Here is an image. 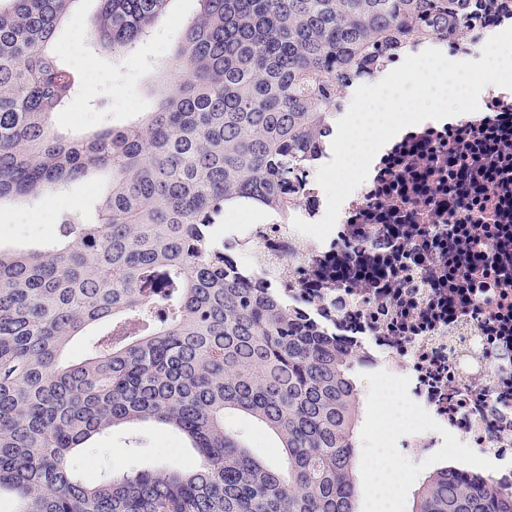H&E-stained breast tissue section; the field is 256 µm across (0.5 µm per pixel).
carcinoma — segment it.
<instances>
[{"label":"carcinoma","mask_w":512,"mask_h":512,"mask_svg":"<svg viewBox=\"0 0 512 512\" xmlns=\"http://www.w3.org/2000/svg\"><path fill=\"white\" fill-rule=\"evenodd\" d=\"M77 0H0V204L99 175L89 224L0 248V497L10 512H357L355 355L276 288H256L218 227L234 204L285 209L348 89L480 0H198L154 112L79 139L55 112L78 79L49 47ZM90 40L123 64L171 0H99ZM93 349L63 355L86 328ZM274 434L256 457L229 423ZM177 436L196 463L86 483L77 450L125 424ZM467 470L424 477L410 512H512Z\"/></svg>","instance_id":"1"}]
</instances>
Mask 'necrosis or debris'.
Wrapping results in <instances>:
<instances>
[{
    "instance_id": "necrosis-or-debris-1",
    "label": "necrosis or debris",
    "mask_w": 512,
    "mask_h": 512,
    "mask_svg": "<svg viewBox=\"0 0 512 512\" xmlns=\"http://www.w3.org/2000/svg\"><path fill=\"white\" fill-rule=\"evenodd\" d=\"M512 27V0H482L462 32L433 40L477 60ZM327 199L315 173L264 224H234L235 255L259 256L254 286L356 350L376 394L407 393L421 413L408 447L430 458L445 433L494 461L483 481L512 493V90L482 92L473 117L425 123L384 149L325 241L296 231Z\"/></svg>"
}]
</instances>
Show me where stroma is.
<instances>
[{"label": "stroma", "mask_w": 512, "mask_h": 512, "mask_svg": "<svg viewBox=\"0 0 512 512\" xmlns=\"http://www.w3.org/2000/svg\"><path fill=\"white\" fill-rule=\"evenodd\" d=\"M98 7L97 0H75L70 18L62 23L52 43V53L63 65L77 73L94 70L95 93L93 97H80L74 104L65 106L53 118L55 128L63 135L81 137L100 124L122 126L142 112L155 111L158 96L155 88L161 78L162 67L169 63L174 49L172 37L198 12L197 0H172L166 14L157 23L158 32L140 45L137 53L123 67L112 65V58L105 50L91 51L88 43L74 37V23L88 20ZM105 101V109L90 106V99ZM18 210L10 205L0 206V246L6 248L29 247L56 236L53 224H36L29 218H18ZM144 444L138 452H131L121 433L99 436L89 454H77L71 467L87 481H95L106 472L122 473L133 469L140 462L155 465H182L187 461L178 439L167 432L143 427ZM409 440L407 430L396 431L389 442L395 456L402 463L408 481L401 496L400 512H409L413 494L431 467L423 459L412 456L405 449ZM93 459V466H86V459Z\"/></svg>", "instance_id": "35a3bbf8"}]
</instances>
